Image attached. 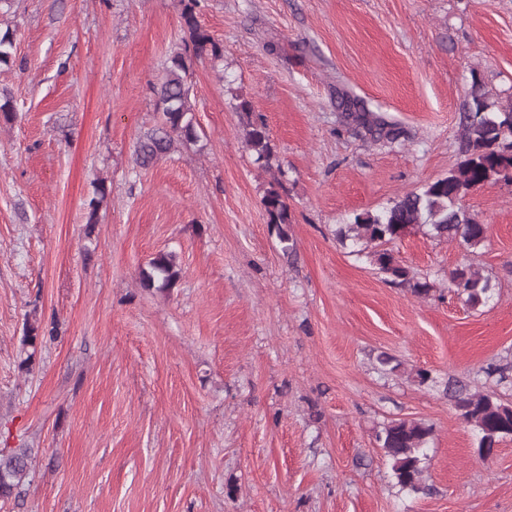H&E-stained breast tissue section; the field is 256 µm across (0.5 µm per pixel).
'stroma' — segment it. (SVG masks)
Returning <instances> with one entry per match:
<instances>
[{
  "instance_id": "35a3bbf8",
  "label": "stroma",
  "mask_w": 512,
  "mask_h": 512,
  "mask_svg": "<svg viewBox=\"0 0 512 512\" xmlns=\"http://www.w3.org/2000/svg\"><path fill=\"white\" fill-rule=\"evenodd\" d=\"M180 0H11L19 64L0 72V448L34 470L0 512H512V439L481 458L443 394L512 361V185L464 198L488 227L465 253L412 228L399 261L436 289L386 281L336 239L460 161L472 79L512 96V0H202L220 59L190 70L199 140L135 163L160 120L152 86L183 35ZM363 100L401 131L375 141L336 107ZM263 121L290 208L286 256L244 141ZM105 182L97 224L87 203ZM160 253L180 269L143 287ZM468 262L492 301L448 291ZM56 325L19 371L27 316ZM388 353L397 372L378 371ZM428 370L420 386L409 373ZM432 425L426 492L391 479L375 432ZM238 492L228 496V485Z\"/></svg>"
}]
</instances>
